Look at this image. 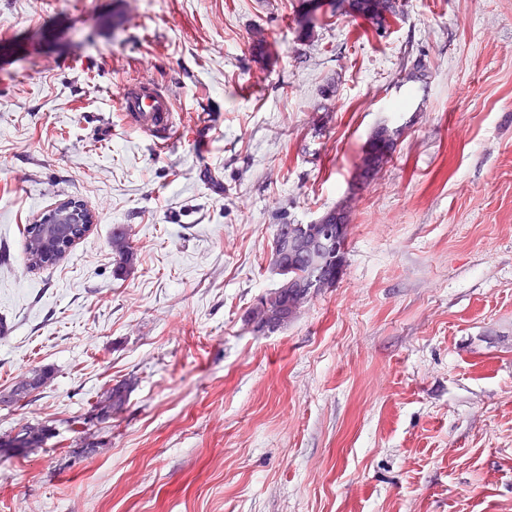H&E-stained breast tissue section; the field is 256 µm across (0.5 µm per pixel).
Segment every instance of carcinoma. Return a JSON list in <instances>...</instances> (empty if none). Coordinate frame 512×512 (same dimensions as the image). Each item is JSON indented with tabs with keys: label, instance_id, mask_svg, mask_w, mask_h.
<instances>
[{
	"label": "carcinoma",
	"instance_id": "cac0c4a2",
	"mask_svg": "<svg viewBox=\"0 0 512 512\" xmlns=\"http://www.w3.org/2000/svg\"><path fill=\"white\" fill-rule=\"evenodd\" d=\"M336 10L361 17L378 30L385 28L389 20L400 13L398 0H336ZM398 134L399 131L384 124L374 129L362 147L356 165L359 179H368L374 166L389 159L395 151ZM347 222L349 219L345 210L332 209L322 216L319 223L305 225L306 235H319L334 242L338 225ZM290 228L291 225L285 222L275 225L270 261L278 263L280 268L278 287L259 297L243 316L245 325L257 332L266 327L281 329L288 326L294 319L297 304L310 293L312 280L318 276L332 287L341 277L346 264V251L343 248H331L317 267L311 264L304 252L288 250L286 237ZM24 237L25 254L30 266L40 268L54 264L51 259L41 258L42 248L37 226L27 225ZM112 254L116 262L115 275L126 277L134 271L137 255L127 230L122 225L112 228ZM51 376L52 369L49 367L28 372L26 378L30 380L29 392L43 387ZM135 384L136 380L132 377L118 380L101 394L102 400L111 402L112 411L118 412L123 409ZM50 436L51 429L45 424L27 425L13 435L0 438V454L24 456L41 447Z\"/></svg>",
	"mask_w": 512,
	"mask_h": 512
}]
</instances>
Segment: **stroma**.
<instances>
[{"instance_id":"stroma-1","label":"stroma","mask_w":512,"mask_h":512,"mask_svg":"<svg viewBox=\"0 0 512 512\" xmlns=\"http://www.w3.org/2000/svg\"><path fill=\"white\" fill-rule=\"evenodd\" d=\"M401 4L307 31L302 0H0V389L54 371L0 406V435L53 429L0 458V512H512V0ZM141 77L162 151L116 106ZM70 196L90 233L28 269ZM340 207L336 285L253 332L276 224ZM117 105L127 124L153 138L155 146L164 148L170 142L176 124L171 95L152 80H140L122 87ZM398 134L399 130H392L384 124L374 129L362 147L359 162L356 165V174L360 180L369 178L373 166L381 164L384 159L386 162L389 160L395 151ZM383 165L382 163L380 167ZM24 237H25V254L27 261L30 266L34 268H40L43 266H49L55 263L53 259H39L36 260L38 256H40L43 252L41 248V243L39 240L38 227L37 225L29 224L24 229ZM112 254L115 258V276L130 275L136 265L137 255L130 243L127 230L122 225L112 228ZM136 384V380L133 377L124 378L122 380L116 381L115 384L106 389L100 396L101 400L97 401V406L100 404V414L101 415H110L112 412H118L123 409L125 403L128 400L130 393L133 391ZM50 436L51 429L45 424L26 425L14 435L1 436L0 454L25 456L34 448H40Z\"/></svg>"}]
</instances>
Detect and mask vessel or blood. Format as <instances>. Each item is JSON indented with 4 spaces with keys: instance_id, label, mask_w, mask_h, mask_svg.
Masks as SVG:
<instances>
[{
    "instance_id": "vessel-or-blood-1",
    "label": "vessel or blood",
    "mask_w": 512,
    "mask_h": 512,
    "mask_svg": "<svg viewBox=\"0 0 512 512\" xmlns=\"http://www.w3.org/2000/svg\"><path fill=\"white\" fill-rule=\"evenodd\" d=\"M117 105L127 124L152 137L158 147L170 142L176 124V112L171 95L150 80H140L123 86Z\"/></svg>"
}]
</instances>
